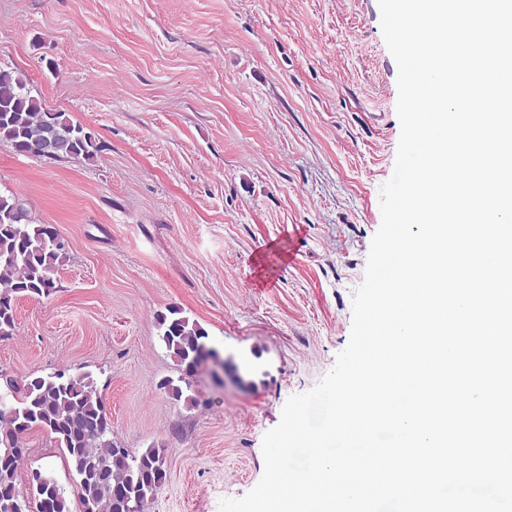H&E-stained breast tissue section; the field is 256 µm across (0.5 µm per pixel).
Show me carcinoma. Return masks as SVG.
Segmentation results:
<instances>
[{
  "label": "carcinoma",
  "mask_w": 512,
  "mask_h": 512,
  "mask_svg": "<svg viewBox=\"0 0 512 512\" xmlns=\"http://www.w3.org/2000/svg\"><path fill=\"white\" fill-rule=\"evenodd\" d=\"M0 141L23 155L88 162L96 161L104 148L87 127L32 95L25 74L4 69ZM65 257L66 243L56 227L36 222L18 194L0 193V339L15 333L19 299L39 300L56 292V274ZM156 319L159 338L185 384L182 388L165 379L160 388L179 401L214 351L207 346V331L180 308L170 306ZM0 378V512H71L64 488L48 473L34 470L27 487L17 484L28 454L20 439L32 429L44 431L63 449L78 512H144L167 481V448L153 445L136 455L119 446L90 374L57 370L46 376Z\"/></svg>",
  "instance_id": "carcinoma-1"
}]
</instances>
